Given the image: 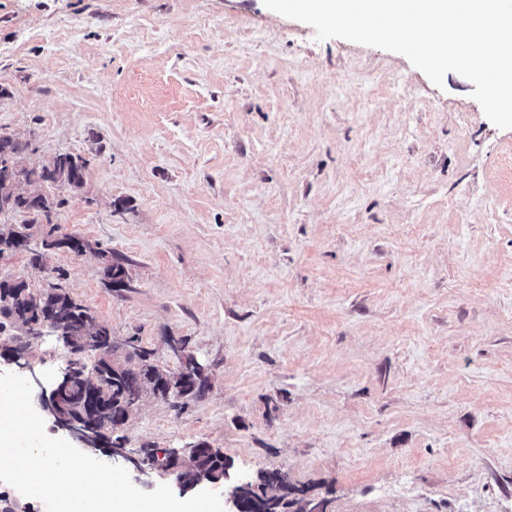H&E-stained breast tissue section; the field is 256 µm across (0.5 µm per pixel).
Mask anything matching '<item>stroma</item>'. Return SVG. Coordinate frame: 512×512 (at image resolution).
<instances>
[{"mask_svg": "<svg viewBox=\"0 0 512 512\" xmlns=\"http://www.w3.org/2000/svg\"><path fill=\"white\" fill-rule=\"evenodd\" d=\"M474 89L263 0H0V132L87 160L55 221L129 285L49 266L156 364L171 333L213 366L126 447L203 441L326 512H512V129ZM27 355L46 388L71 359Z\"/></svg>", "mask_w": 512, "mask_h": 512, "instance_id": "stroma-1", "label": "stroma"}]
</instances>
